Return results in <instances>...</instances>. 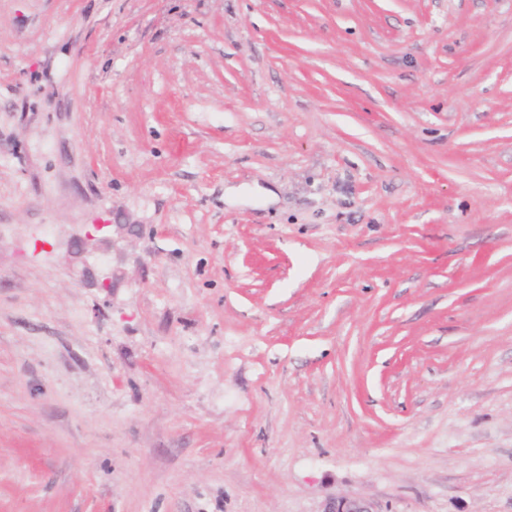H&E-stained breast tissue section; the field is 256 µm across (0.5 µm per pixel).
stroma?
I'll return each mask as SVG.
<instances>
[{"label":"stroma","instance_id":"obj_1","mask_svg":"<svg viewBox=\"0 0 512 512\" xmlns=\"http://www.w3.org/2000/svg\"><path fill=\"white\" fill-rule=\"evenodd\" d=\"M335 497L512 512V0H0V512Z\"/></svg>","mask_w":512,"mask_h":512}]
</instances>
